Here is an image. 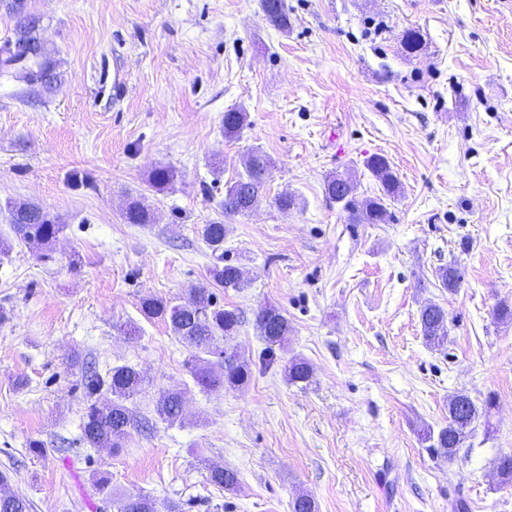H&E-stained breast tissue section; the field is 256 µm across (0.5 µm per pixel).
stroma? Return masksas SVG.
<instances>
[{"mask_svg":"<svg viewBox=\"0 0 512 512\" xmlns=\"http://www.w3.org/2000/svg\"><path fill=\"white\" fill-rule=\"evenodd\" d=\"M286 3L283 31L262 0H28L60 74L46 93L0 72V471L31 512H113L99 471L183 512H291L303 493L317 512H512L495 465L512 452V321L495 317L512 306V0ZM232 108L248 125L228 140ZM254 150L271 160L263 200L224 217L223 187ZM375 154L402 191L383 223H349L325 183L339 173L379 196L363 166ZM161 168L172 183L154 185ZM11 200L63 219L50 261L11 232ZM134 203L150 223H127ZM220 220L217 255L200 228ZM451 262L452 292L435 276ZM226 264L246 286L216 293L242 312L233 343L255 368L208 394L190 347L140 301L181 302ZM428 301L448 312L437 349L421 335ZM266 305L292 327L281 359H305L309 382L258 368ZM122 364L149 379L128 406L152 427L87 448L82 373ZM167 389L185 393L183 423L154 412ZM459 392L495 406L448 460L420 433L447 425ZM216 465L237 471L234 489L209 482Z\"/></svg>","mask_w":512,"mask_h":512,"instance_id":"35a3bbf8","label":"stroma"}]
</instances>
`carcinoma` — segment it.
I'll use <instances>...</instances> for the list:
<instances>
[{
  "label": "carcinoma",
  "instance_id": "obj_1",
  "mask_svg": "<svg viewBox=\"0 0 512 512\" xmlns=\"http://www.w3.org/2000/svg\"><path fill=\"white\" fill-rule=\"evenodd\" d=\"M8 13L16 18L13 35L0 43V71H22L32 82L50 90L58 82L59 73L51 59V51L40 36V19L30 13L27 0H8ZM264 11L270 22L284 30L288 28V9L284 0H263ZM401 44L407 55H414L422 48V38L415 30H406ZM246 112L233 109L224 113V137L234 139L247 124ZM270 159L255 151L246 160V176L224 189L219 206L225 216L246 214L256 209L262 201L261 188ZM365 167L378 180L382 194L375 198H358L357 184L340 175L327 180L325 193L328 198L342 205L352 224H380L384 221V200L399 193L398 177L391 170L388 160L374 155L365 161ZM8 220L16 238L36 249H46L63 232L65 224L57 215L32 202H9ZM228 229L222 222L204 224L201 228L203 241L217 253L224 251V240ZM436 277L441 287L453 291L460 281L461 273L453 265L440 266ZM213 280L223 288L239 290L245 287L240 267L226 264L215 270ZM140 312L148 320L163 322L174 336L188 343L195 353L188 360V370L201 388L211 392H222L246 384L251 368L236 348L224 342L236 336L242 325L241 311L226 309L217 302L210 283H201L190 289L189 297L174 304L166 299L146 297L140 302ZM447 312L437 303L427 302L420 310L419 322L422 336L431 347L443 344L447 336ZM256 329L266 343V357L275 361V349L288 345L291 327L281 309L269 305L259 309L254 318ZM283 374L290 383L307 382L312 375L310 365L303 359L293 357L283 365ZM145 376L132 365L112 367L105 374L93 372L83 380L85 407L81 423V441L89 448H110L114 451L125 444L130 431L137 425L136 416L125 402L144 389ZM107 392L112 401L100 404L94 397ZM493 399L488 397L477 406L466 394H457L448 403V425L438 432H424V440L431 442L438 454L453 459L462 447L468 434L466 425L490 415ZM155 411L159 419L173 424L184 418V397L179 390L160 393ZM209 481L230 490L238 482L237 473L224 467H215ZM95 490L104 495L116 512H182L179 504L170 502L161 507L156 500L143 495L113 496L108 477L97 473L93 479ZM0 512H30V503L9 490V476L0 471Z\"/></svg>",
  "mask_w": 512,
  "mask_h": 512
}]
</instances>
